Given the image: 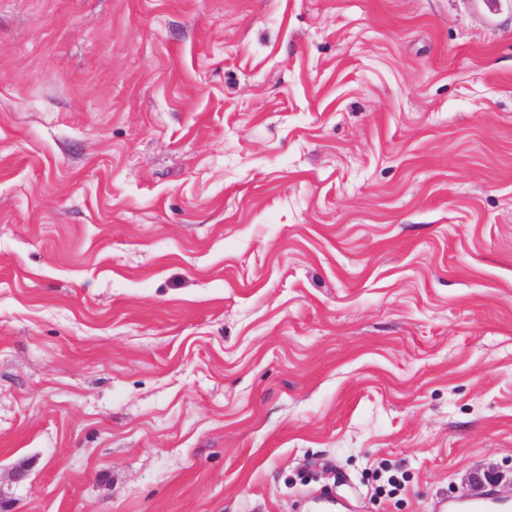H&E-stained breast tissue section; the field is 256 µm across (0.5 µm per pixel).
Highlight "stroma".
Masks as SVG:
<instances>
[{
	"instance_id": "35a3bbf8",
	"label": "stroma",
	"mask_w": 512,
	"mask_h": 512,
	"mask_svg": "<svg viewBox=\"0 0 512 512\" xmlns=\"http://www.w3.org/2000/svg\"><path fill=\"white\" fill-rule=\"evenodd\" d=\"M512 501V0H0V512Z\"/></svg>"
}]
</instances>
